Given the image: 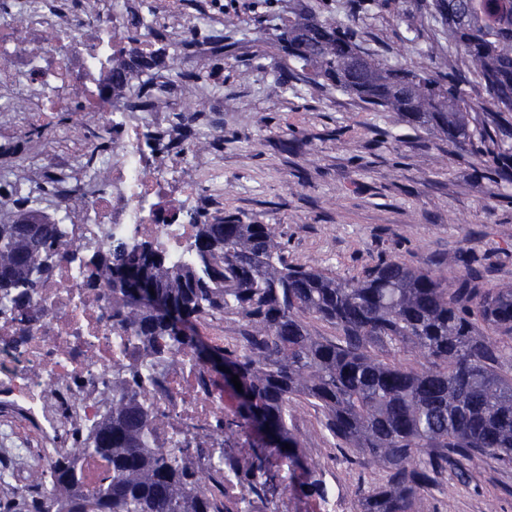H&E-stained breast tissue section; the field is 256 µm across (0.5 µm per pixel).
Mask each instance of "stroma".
Wrapping results in <instances>:
<instances>
[{"label":"stroma","mask_w":512,"mask_h":512,"mask_svg":"<svg viewBox=\"0 0 512 512\" xmlns=\"http://www.w3.org/2000/svg\"><path fill=\"white\" fill-rule=\"evenodd\" d=\"M250 2L179 0L189 16L237 12L243 29L225 57L201 67L207 89L224 94L223 112L200 118L210 129L207 162L189 172L208 213L276 225L288 263L342 279L381 256L451 274L467 250L490 258L492 280L512 283V185L493 180L485 146L451 148L442 136L324 89L309 74L299 92L283 91L273 77L275 33L297 0H273L260 16ZM419 7L420 0L374 7L363 48L417 68L466 66L462 54L448 52L447 27L419 29ZM92 120L88 112L36 113L34 125L57 128V139L22 141L20 154L0 155V167L21 155H68L76 147L70 128ZM323 421L319 409L298 402L288 425L308 461L334 474L344 512H357L362 492L385 475L339 447ZM427 499L429 512H512V465L487 457L449 466Z\"/></svg>","instance_id":"stroma-1"}]
</instances>
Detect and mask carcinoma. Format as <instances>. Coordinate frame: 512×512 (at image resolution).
Here are the masks:
<instances>
[{
    "label": "carcinoma",
    "mask_w": 512,
    "mask_h": 512,
    "mask_svg": "<svg viewBox=\"0 0 512 512\" xmlns=\"http://www.w3.org/2000/svg\"><path fill=\"white\" fill-rule=\"evenodd\" d=\"M344 19L328 0L305 4L276 35L280 51L322 85L357 96L377 112L404 120L465 150L491 142L499 178L512 183V0H432L423 15L448 24V51L462 52L473 68L448 73L380 59L361 48L356 19L376 0H347ZM300 74L279 71L275 82L297 91ZM476 83L481 109L492 126L470 127L465 86ZM151 77L137 98H157ZM16 213L0 221V299L20 324L33 318L37 289L55 265L69 259L64 230L31 214L29 198L15 181L0 182ZM192 259L169 261L166 250L146 240H116L92 263L89 279L104 284L112 323L136 336L144 358L190 356L202 378L232 388L242 384L232 415L196 427L181 448L145 447L163 425L135 398L112 403V415L96 428L68 431L70 447L57 449L50 471L31 475L32 491L12 512H215L203 464L225 456L245 470V490L273 499L291 486L315 500L324 488L296 435L288 428L291 403L320 408L324 427L341 447L386 472V481L363 493L358 512H425V494L448 464L461 457L493 456L512 462V284L491 283L492 266L469 252L448 278L379 257L350 279L292 265L274 225L237 215L191 217ZM161 299L155 305L150 294ZM231 315L241 326L233 348L200 350L196 326ZM315 321L335 330L313 333ZM223 363L229 372L208 365ZM246 434L245 444L236 441ZM108 457L112 469L93 493L81 489L74 455ZM288 468L290 483L280 477Z\"/></svg>",
    "instance_id": "carcinoma-1"
}]
</instances>
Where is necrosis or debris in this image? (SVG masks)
<instances>
[{
	"label": "necrosis or debris",
	"instance_id": "necrosis-or-debris-1",
	"mask_svg": "<svg viewBox=\"0 0 512 512\" xmlns=\"http://www.w3.org/2000/svg\"><path fill=\"white\" fill-rule=\"evenodd\" d=\"M166 19L179 22L180 36L169 43L175 51L196 21L174 6L147 17L133 39L120 43L113 38L126 20L120 0H88L75 13L57 10L53 0H18L15 10L0 14V87L12 91L8 111L23 119L33 109L61 111L81 99L108 132V147L86 138L81 152L46 160L26 182L31 210L65 225L66 244L80 258L119 239L159 240L171 261L187 259L179 242L194 226L185 215L193 195L185 170L208 138L190 116L214 111L215 102L206 95L187 98L173 77L162 104L150 106L112 80L116 63L136 77V59L153 47ZM79 260L61 262L40 288L30 325L0 322V426L9 430L22 422L34 435L32 447L15 451L12 485L21 490L31 471L46 468L74 416L97 425L113 399L137 392L118 367L141 355L142 347L113 327L110 305L92 302ZM147 373L145 396L164 418L155 447H176L186 427L204 424L216 410H232L223 389L200 385L185 354Z\"/></svg>",
	"mask_w": 512,
	"mask_h": 512
}]
</instances>
